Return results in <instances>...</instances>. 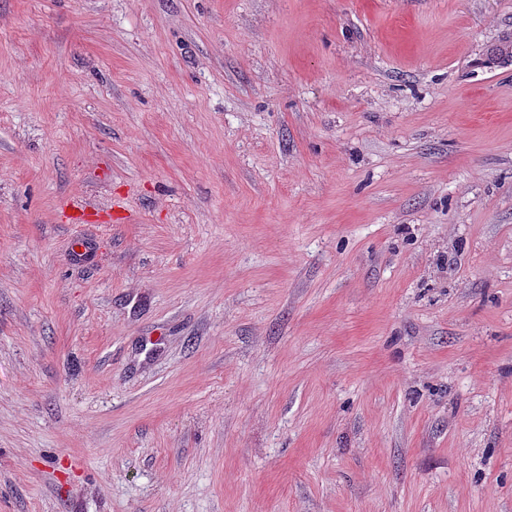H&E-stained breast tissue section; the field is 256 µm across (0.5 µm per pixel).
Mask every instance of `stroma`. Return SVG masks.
Returning <instances> with one entry per match:
<instances>
[{
  "label": "stroma",
  "instance_id": "35a3bbf8",
  "mask_svg": "<svg viewBox=\"0 0 512 512\" xmlns=\"http://www.w3.org/2000/svg\"><path fill=\"white\" fill-rule=\"evenodd\" d=\"M512 0H0V512H512Z\"/></svg>",
  "mask_w": 512,
  "mask_h": 512
}]
</instances>
